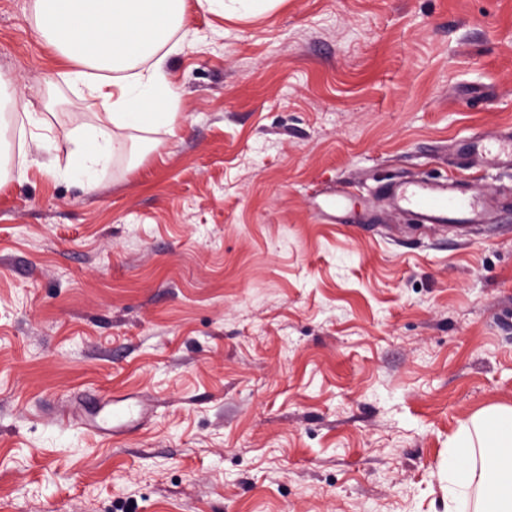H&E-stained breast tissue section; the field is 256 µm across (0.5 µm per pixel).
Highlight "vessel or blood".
Listing matches in <instances>:
<instances>
[{
  "instance_id": "1",
  "label": "vessel or blood",
  "mask_w": 512,
  "mask_h": 512,
  "mask_svg": "<svg viewBox=\"0 0 512 512\" xmlns=\"http://www.w3.org/2000/svg\"><path fill=\"white\" fill-rule=\"evenodd\" d=\"M467 159L473 167L512 165V128L474 134ZM353 194L348 185L326 189L319 203L321 214L340 224L347 222V203ZM374 203L393 213H414L421 223L440 225L487 223L500 201L476 183L451 177L444 182L419 179L386 183L376 193Z\"/></svg>"
}]
</instances>
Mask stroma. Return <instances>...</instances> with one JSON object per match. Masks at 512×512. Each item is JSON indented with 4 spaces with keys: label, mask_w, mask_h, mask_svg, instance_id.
I'll return each instance as SVG.
<instances>
[{
    "label": "stroma",
    "mask_w": 512,
    "mask_h": 512,
    "mask_svg": "<svg viewBox=\"0 0 512 512\" xmlns=\"http://www.w3.org/2000/svg\"><path fill=\"white\" fill-rule=\"evenodd\" d=\"M0 0V77L47 115L0 124V512H446L448 443L512 405V209L442 229L343 181L459 175L512 127V0L188 8L175 134L87 192L71 155L98 100ZM127 398L121 435L59 416ZM284 0H195L198 10L225 17L261 16ZM323 199L319 202L320 213L329 218H335L336 224L348 221L349 211L347 203L355 195L351 185L336 189L329 187L323 192Z\"/></svg>",
    "instance_id": "35a3bbf8"
}]
</instances>
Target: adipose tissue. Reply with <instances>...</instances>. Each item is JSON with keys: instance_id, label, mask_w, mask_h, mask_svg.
Masks as SVG:
<instances>
[{"instance_id": "ef3b65f1", "label": "adipose tissue", "mask_w": 512, "mask_h": 512, "mask_svg": "<svg viewBox=\"0 0 512 512\" xmlns=\"http://www.w3.org/2000/svg\"><path fill=\"white\" fill-rule=\"evenodd\" d=\"M33 9L39 43L70 63L69 82L102 107L74 149L91 192L98 167L127 151L128 129L176 128L179 92L165 62L169 50L193 45L177 34L186 0H34ZM474 494L477 512H512V405L479 411L448 447L450 512Z\"/></svg>"}]
</instances>
